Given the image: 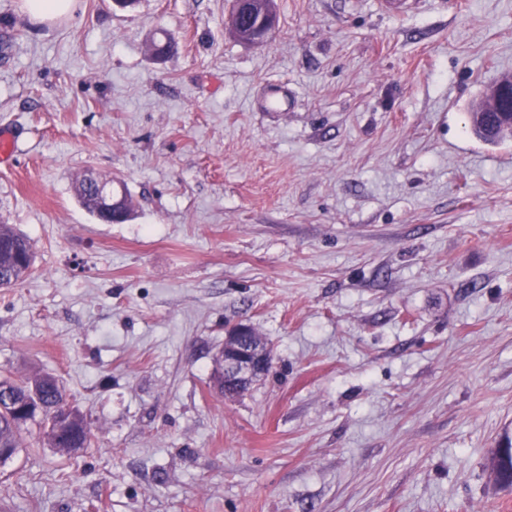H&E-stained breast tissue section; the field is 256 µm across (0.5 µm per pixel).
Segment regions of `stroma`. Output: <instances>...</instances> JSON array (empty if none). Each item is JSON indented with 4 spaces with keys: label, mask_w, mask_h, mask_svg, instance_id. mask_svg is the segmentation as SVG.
<instances>
[{
    "label": "stroma",
    "mask_w": 512,
    "mask_h": 512,
    "mask_svg": "<svg viewBox=\"0 0 512 512\" xmlns=\"http://www.w3.org/2000/svg\"><path fill=\"white\" fill-rule=\"evenodd\" d=\"M275 2L253 45L232 0H0V224L35 245L0 375L55 376L93 434L73 457L28 424L0 512H512V141L463 130L512 0ZM90 171L130 220L81 206ZM238 323L275 364L226 397ZM75 3L76 0H23V10L46 20L67 19L72 16ZM497 482L504 487H512V445L503 452L495 453L491 461Z\"/></svg>",
    "instance_id": "1"
}]
</instances>
